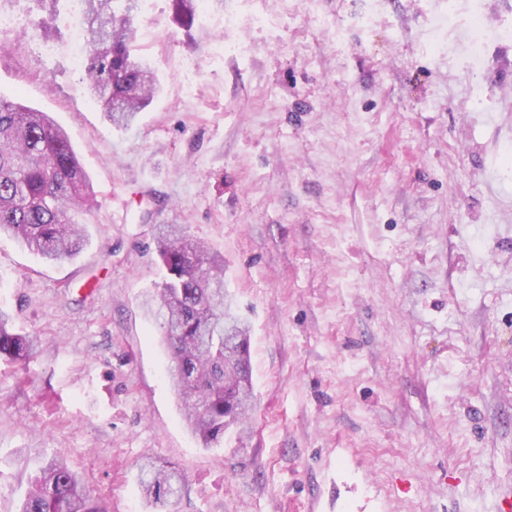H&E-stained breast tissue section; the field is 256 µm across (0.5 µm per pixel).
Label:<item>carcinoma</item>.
<instances>
[{"instance_id":"1","label":"carcinoma","mask_w":512,"mask_h":512,"mask_svg":"<svg viewBox=\"0 0 512 512\" xmlns=\"http://www.w3.org/2000/svg\"><path fill=\"white\" fill-rule=\"evenodd\" d=\"M85 31L82 85L107 119L129 127L157 92L150 66L132 55L139 0H81ZM177 19L193 21L198 0H172ZM96 205L93 186L67 133L45 112L0 98V236L8 235L42 259L75 257L84 243L85 216ZM167 275L145 300L163 317V337L175 367L183 414L205 448L224 431L244 430L255 393L249 326L224 292V265L176 224L157 237ZM37 344L14 332L0 311V359H27ZM177 470L149 465L138 476L143 497L163 506L176 497ZM20 512H101L62 459L32 477Z\"/></svg>"}]
</instances>
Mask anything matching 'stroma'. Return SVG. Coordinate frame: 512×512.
Listing matches in <instances>:
<instances>
[{
	"label": "stroma",
	"instance_id": "stroma-1",
	"mask_svg": "<svg viewBox=\"0 0 512 512\" xmlns=\"http://www.w3.org/2000/svg\"><path fill=\"white\" fill-rule=\"evenodd\" d=\"M152 0L159 94L127 129L63 55L0 49V97L69 134L99 206L73 259L0 237V512L63 457L103 512H495L512 490V39L473 68L467 0ZM70 35L68 0H13ZM232 25H225V16ZM451 18L441 27L443 18ZM224 260L255 411L202 447L145 296L155 229ZM37 344L15 333L9 326V317L0 310V359H27L36 353ZM181 485L182 479L177 470L156 467L153 464L147 469H141L138 476L140 491L152 505L164 506L178 495Z\"/></svg>",
	"mask_w": 512,
	"mask_h": 512
}]
</instances>
